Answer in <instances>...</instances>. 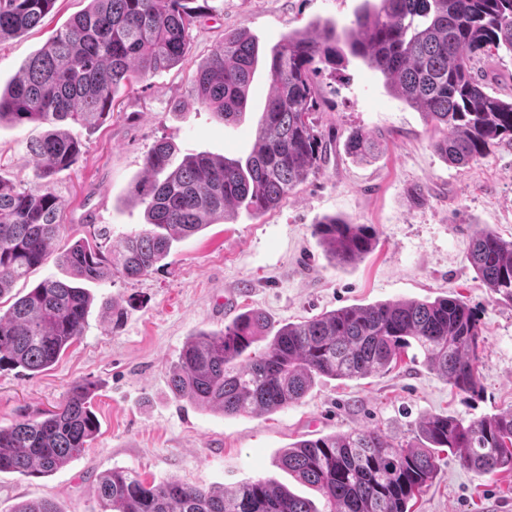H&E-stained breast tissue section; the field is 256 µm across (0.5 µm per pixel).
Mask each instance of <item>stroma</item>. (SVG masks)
Returning <instances> with one entry per match:
<instances>
[{"instance_id": "stroma-1", "label": "stroma", "mask_w": 512, "mask_h": 512, "mask_svg": "<svg viewBox=\"0 0 512 512\" xmlns=\"http://www.w3.org/2000/svg\"><path fill=\"white\" fill-rule=\"evenodd\" d=\"M88 4L56 0L40 26L1 40L0 88ZM207 5L178 65L120 89L111 116L97 128L68 125L82 150L51 184L61 235L45 263L16 283V294L47 278L68 280L59 251L94 241L101 227L116 239L144 228L145 207L134 201L132 189L144 177L156 141H168L178 161L199 152L248 157L271 93L266 65L254 74L245 112L229 125L198 102L193 86L197 69L226 34L246 30L267 50L315 22L349 26L363 0ZM318 82L322 130L330 139L319 173L277 209L239 207L227 221L175 243L145 276L87 283L93 304L84 334L56 363L35 374L0 370V426L53 409L78 381L95 384L100 422L85 451L56 472H0V512L41 499L52 500L59 512H94L97 478L115 468L149 482L202 488L268 479L320 507L322 496L277 464L290 444L375 427L404 443L429 415L469 422L512 408V303L493 297L467 260L469 239L481 228L512 238V146L457 167L433 151L423 114L362 60L346 56ZM354 128L379 139L384 152L367 162L350 158L343 144ZM44 130L37 122L0 125V179L38 187L36 161L25 142ZM413 187L425 191L424 205L410 202ZM329 216L373 226L377 247L360 260L335 264L314 234ZM443 295L465 302L479 318L484 350L477 395L457 392L409 355L383 374L318 378L299 402L261 415L227 416L171 392L170 369L189 336L221 330L247 310H262L278 325L352 304ZM115 306L125 312L117 329L107 318ZM438 456L437 477L416 500L415 512H512V471L480 476L449 451Z\"/></svg>"}]
</instances>
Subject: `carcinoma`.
Wrapping results in <instances>:
<instances>
[{
    "label": "carcinoma",
    "instance_id": "cac0c4a2",
    "mask_svg": "<svg viewBox=\"0 0 512 512\" xmlns=\"http://www.w3.org/2000/svg\"><path fill=\"white\" fill-rule=\"evenodd\" d=\"M56 0H0V40L38 26ZM193 0H90L30 57L0 91V124L39 122L43 135L26 143L37 179L69 168L81 144L60 128L71 121L94 128L112 114L115 95L189 51L198 11ZM380 72L436 132L431 147L466 167L501 144L512 145V100L486 91L475 66L504 51L512 55V0H365L352 26L329 23L292 31L264 53L250 35L224 37L194 76L199 102L225 122L246 107L254 69L264 59L273 94L246 163L206 152L172 160L158 141L145 159L146 176L133 196L145 204L147 227L104 243L79 240L60 254L67 281L45 279L0 314V369L42 371L83 335L91 297L84 281L114 274L137 279L163 261L173 243L245 206L277 208L319 172L327 140L317 116V76L336 70L344 51ZM348 154L374 158L382 144L349 131ZM59 203L49 188L16 187L0 178V297L49 255L60 234ZM332 258L346 263L369 254L377 232L336 217L315 225ZM468 260L491 293L512 302V239L486 228L470 241ZM267 341L263 349H253ZM483 339L476 313L448 296L349 305L272 329L249 310L218 332L199 331L181 350L171 375L175 397L226 415L262 414L300 401L316 379H360L394 368L415 346L425 365L456 390L480 392ZM93 385L77 382L55 410L39 419L0 426V472L49 475L80 454L98 431ZM455 451L482 476L512 471V410L469 423L443 415L422 419L413 440L396 444L379 428L354 429L299 441L278 466L325 498L327 512H410L436 477L437 450ZM96 512H316L311 501L270 480L231 488L149 483L113 469L97 482ZM14 512H58L43 499Z\"/></svg>",
    "mask_w": 512,
    "mask_h": 512
}]
</instances>
